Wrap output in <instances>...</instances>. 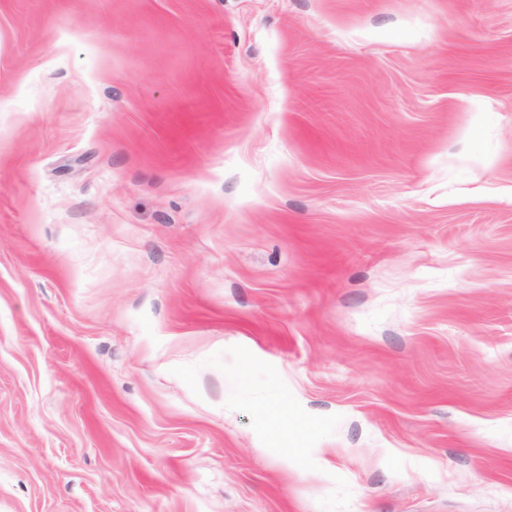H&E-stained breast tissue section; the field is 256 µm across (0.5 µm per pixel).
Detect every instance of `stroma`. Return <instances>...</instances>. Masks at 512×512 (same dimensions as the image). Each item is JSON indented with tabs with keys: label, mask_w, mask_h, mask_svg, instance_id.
Returning <instances> with one entry per match:
<instances>
[{
	"label": "stroma",
	"mask_w": 512,
	"mask_h": 512,
	"mask_svg": "<svg viewBox=\"0 0 512 512\" xmlns=\"http://www.w3.org/2000/svg\"><path fill=\"white\" fill-rule=\"evenodd\" d=\"M0 512H512V0H0Z\"/></svg>",
	"instance_id": "stroma-1"
}]
</instances>
